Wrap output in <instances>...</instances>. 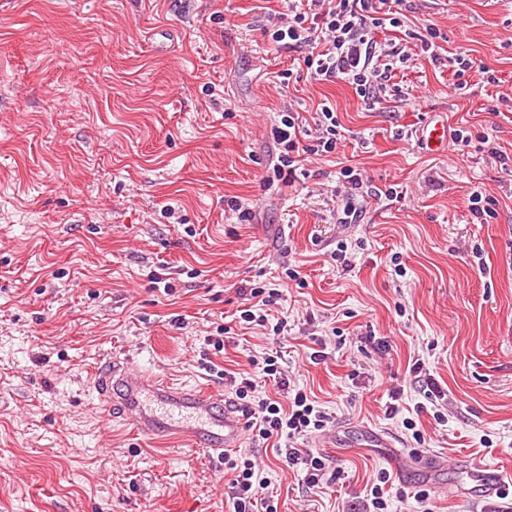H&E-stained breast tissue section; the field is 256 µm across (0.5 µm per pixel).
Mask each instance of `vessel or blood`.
<instances>
[{
  "label": "vessel or blood",
  "instance_id": "obj_1",
  "mask_svg": "<svg viewBox=\"0 0 512 512\" xmlns=\"http://www.w3.org/2000/svg\"><path fill=\"white\" fill-rule=\"evenodd\" d=\"M95 389L100 400L144 435L187 438L218 454L241 445L244 420L222 393L173 386L144 373L132 357L113 358Z\"/></svg>",
  "mask_w": 512,
  "mask_h": 512
}]
</instances>
